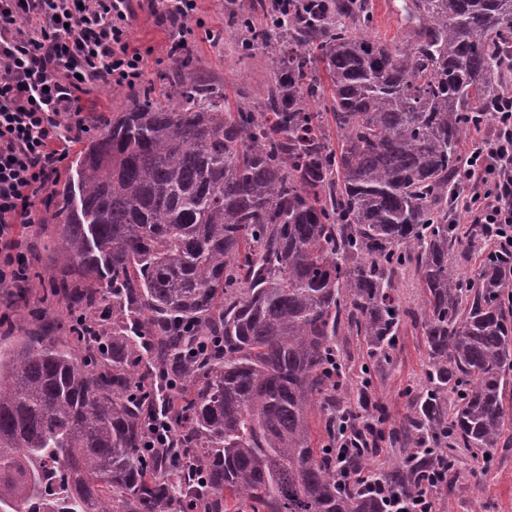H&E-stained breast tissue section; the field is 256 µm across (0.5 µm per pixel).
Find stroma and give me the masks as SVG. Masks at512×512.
<instances>
[{
  "label": "stroma",
  "mask_w": 512,
  "mask_h": 512,
  "mask_svg": "<svg viewBox=\"0 0 512 512\" xmlns=\"http://www.w3.org/2000/svg\"><path fill=\"white\" fill-rule=\"evenodd\" d=\"M239 0H198L197 15L202 21L191 37L193 70L212 85L222 88L228 100L258 99L271 81L267 58L256 53L253 58L241 59V36L230 22L231 12ZM130 36L134 46L148 53L144 88L153 95H165L174 75L172 61L167 55L168 28L158 26L148 8L137 9L131 20ZM27 233L35 248L29 258L27 288L30 304L13 306L5 288L0 287V332L9 330L23 335L34 326L35 312L44 288L64 274L58 262L54 243L58 227L54 224H35ZM398 291L404 307L411 313L396 338L391 365L375 367L373 359L359 337L344 335L338 339L340 353L350 369L347 389L337 394L338 400H356L362 388L359 375L369 370L371 397L382 410L383 429L392 432L408 413L410 404L427 386L426 351L421 336L423 300L413 271L399 279ZM475 466L470 451L458 449L455 467L461 477L451 489L442 491L436 499L438 512H512V447L501 448L480 480L469 472Z\"/></svg>",
  "instance_id": "35a3bbf8"
}]
</instances>
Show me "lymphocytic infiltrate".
Segmentation results:
<instances>
[{"instance_id":"obj_1","label":"lymphocytic infiltrate","mask_w":512,"mask_h":512,"mask_svg":"<svg viewBox=\"0 0 512 512\" xmlns=\"http://www.w3.org/2000/svg\"><path fill=\"white\" fill-rule=\"evenodd\" d=\"M159 25L178 28L170 59L191 55L196 0H147ZM132 0H0V285L26 281L35 224L70 143L90 132L83 97L96 86L133 89L146 54L130 43ZM494 132L464 160L468 191L455 211L493 224L512 246V94L491 113Z\"/></svg>"}]
</instances>
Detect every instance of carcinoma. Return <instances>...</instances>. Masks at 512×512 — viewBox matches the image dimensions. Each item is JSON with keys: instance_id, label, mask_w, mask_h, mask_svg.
<instances>
[{"instance_id": "carcinoma-1", "label": "carcinoma", "mask_w": 512, "mask_h": 512, "mask_svg": "<svg viewBox=\"0 0 512 512\" xmlns=\"http://www.w3.org/2000/svg\"><path fill=\"white\" fill-rule=\"evenodd\" d=\"M239 8L241 55L273 84L230 103L193 77L143 90L89 141L47 221L71 279L41 303L86 318L0 335V512H413L451 450L490 463L512 425V248L463 272L483 224L448 216L463 137L512 56V0H411L407 34L370 32L369 0ZM334 123L337 145L326 124ZM111 275L98 284L102 267ZM424 294L426 390L375 488H343L330 444L377 406L336 404L344 325L386 362ZM112 302V323L95 319ZM325 411L313 437L312 405ZM178 414L174 447L145 448ZM172 445V426L165 415H154L149 423V440L146 448H168Z\"/></svg>"}]
</instances>
